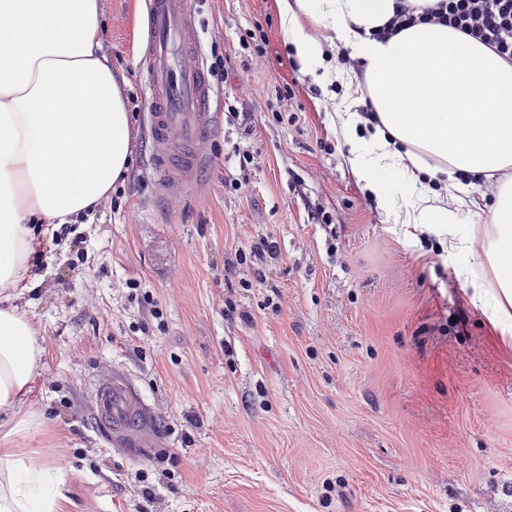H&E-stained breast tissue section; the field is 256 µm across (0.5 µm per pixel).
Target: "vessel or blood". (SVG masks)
Wrapping results in <instances>:
<instances>
[{"label":"vessel or blood","instance_id":"vessel-or-blood-1","mask_svg":"<svg viewBox=\"0 0 512 512\" xmlns=\"http://www.w3.org/2000/svg\"><path fill=\"white\" fill-rule=\"evenodd\" d=\"M147 5L144 63L156 180L162 184L177 178L190 184L207 164L203 148L214 126L213 85L196 63L200 40L193 0H147ZM94 407L114 436H131L145 427V412L126 381L102 383Z\"/></svg>","mask_w":512,"mask_h":512}]
</instances>
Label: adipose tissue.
<instances>
[{
    "mask_svg": "<svg viewBox=\"0 0 512 512\" xmlns=\"http://www.w3.org/2000/svg\"><path fill=\"white\" fill-rule=\"evenodd\" d=\"M395 0H285L282 23L301 64L338 44L364 66L360 97L334 123L378 209L392 223L438 235L447 259L466 253L473 306L512 340V178L491 184L487 211L461 217L440 191L512 168V64L452 28L418 24L378 40ZM99 0H0V296L31 290L47 227L93 210L130 161V115L102 50ZM317 23L305 31L301 20ZM370 102L379 122L359 112ZM401 171L400 186L388 175ZM469 221L468 233L458 229ZM43 348L27 312L0 306V512H62L66 478L18 452L40 418L22 412Z\"/></svg>",
    "mask_w": 512,
    "mask_h": 512,
    "instance_id": "obj_1",
    "label": "adipose tissue"
}]
</instances>
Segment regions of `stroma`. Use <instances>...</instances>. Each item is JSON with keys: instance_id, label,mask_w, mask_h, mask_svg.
Listing matches in <instances>:
<instances>
[{"instance_id": "obj_1", "label": "stroma", "mask_w": 512, "mask_h": 512, "mask_svg": "<svg viewBox=\"0 0 512 512\" xmlns=\"http://www.w3.org/2000/svg\"><path fill=\"white\" fill-rule=\"evenodd\" d=\"M100 2L132 162L43 239L24 296L44 348L25 406L44 420L16 445L65 472V512H512V344L457 275L468 254L447 262L370 199L332 122L337 60L301 66L282 0H194L201 61L225 74L207 168L161 186L145 0ZM285 81L292 122L270 109ZM263 238L275 258L251 256ZM115 377L144 438L94 413Z\"/></svg>"}]
</instances>
